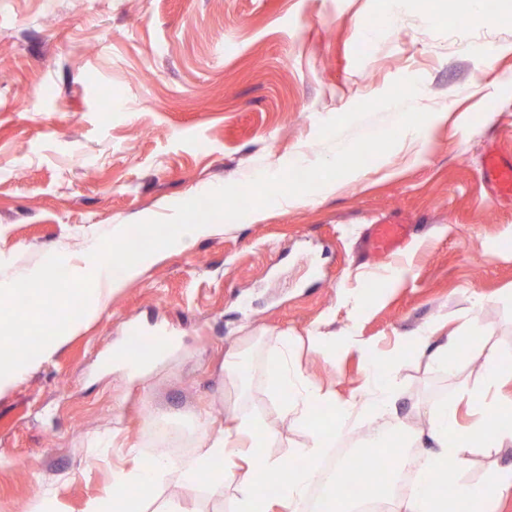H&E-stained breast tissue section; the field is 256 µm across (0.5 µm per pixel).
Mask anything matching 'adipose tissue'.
Masks as SVG:
<instances>
[{
	"label": "adipose tissue",
	"instance_id": "1",
	"mask_svg": "<svg viewBox=\"0 0 512 512\" xmlns=\"http://www.w3.org/2000/svg\"><path fill=\"white\" fill-rule=\"evenodd\" d=\"M459 341V335L455 334L432 350L428 347V337H405L386 361L370 358V367L376 370L385 364L397 371L424 352L430 353L437 365L444 366L448 363L449 349ZM290 345V339L285 337L280 346L266 351L264 373L273 379L276 388L292 394L291 406L298 413L296 421L310 435L309 442L296 451L301 460L299 466L287 469L268 456L266 448L271 434L257 417L240 414L233 426L207 437L190 462L175 466L170 460L160 458L148 466L136 465L119 473L112 491L92 500L87 512H142L143 500L174 467L188 484L203 476L215 487L236 482L233 512H299L326 448L350 431L354 407L328 405L326 393L293 374L285 356ZM509 380H512V353L490 352L479 384L460 392L452 404L433 406L428 431L431 447L416 448L414 438L406 430H399L400 444L409 450L404 460L415 468L414 484L404 493L385 498L383 512H459L460 502L473 499L491 505L504 492L512 490V466L490 470L473 484L464 482L461 475L465 458L472 451H492L512 445V396L497 393L498 387ZM461 406L473 415V422L459 424L457 409ZM218 458L224 461L220 470L212 467ZM240 470L245 473L241 479L236 476ZM274 482L278 483L280 494L272 498L264 489Z\"/></svg>",
	"mask_w": 512,
	"mask_h": 512
}]
</instances>
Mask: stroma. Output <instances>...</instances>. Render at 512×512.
<instances>
[{
	"instance_id": "1",
	"label": "stroma",
	"mask_w": 512,
	"mask_h": 512,
	"mask_svg": "<svg viewBox=\"0 0 512 512\" xmlns=\"http://www.w3.org/2000/svg\"><path fill=\"white\" fill-rule=\"evenodd\" d=\"M456 17L435 25L423 0H403L380 24V0H0V278L35 272L52 252L83 265L88 243L141 216L263 170L318 160L356 137L390 128L394 109L339 137L322 122L418 80L415 107L447 113L422 152L403 145L364 175L279 201L264 219L162 259L113 292L53 355L0 390V512L38 496L59 512H86L116 472L155 453L152 416L223 427L232 412L260 417L271 457L288 462L308 443L284 417L286 395L259 375L241 386L227 352L263 368L279 337L294 340L293 368L336 403H357L369 363L356 349L328 357L313 336H353L391 353L436 328L434 344L476 320L480 336L449 369L429 356L381 370L399 399L369 408L355 431L429 418L483 372L486 355L512 351V201L481 179L488 148L512 154V24H473L467 0H441ZM415 229L372 287L379 264L362 248L371 224ZM175 339L147 374L115 360L124 326ZM234 485L183 483L169 472L147 512H232Z\"/></svg>"
}]
</instances>
